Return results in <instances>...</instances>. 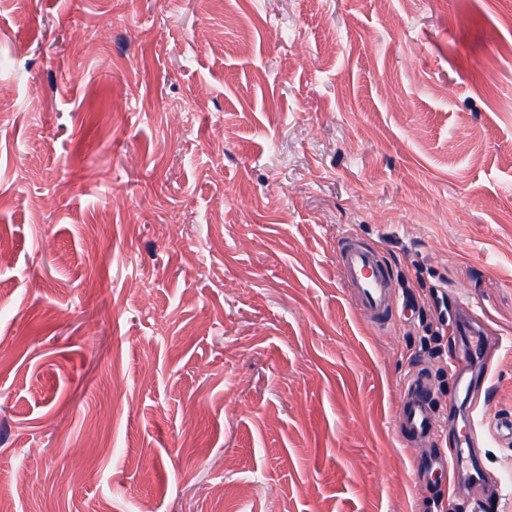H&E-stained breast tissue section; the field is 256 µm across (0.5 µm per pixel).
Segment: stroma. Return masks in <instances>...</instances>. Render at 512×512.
Masks as SVG:
<instances>
[{"mask_svg":"<svg viewBox=\"0 0 512 512\" xmlns=\"http://www.w3.org/2000/svg\"><path fill=\"white\" fill-rule=\"evenodd\" d=\"M0 250L11 512H512L395 422L465 323L512 415V0H0ZM336 259L364 318L377 329L390 328L396 305L391 276L381 255L347 232L336 240Z\"/></svg>","mask_w":512,"mask_h":512,"instance_id":"obj_1","label":"stroma"}]
</instances>
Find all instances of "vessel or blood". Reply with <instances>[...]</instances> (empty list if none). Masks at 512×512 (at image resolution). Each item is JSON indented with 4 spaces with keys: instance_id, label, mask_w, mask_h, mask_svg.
<instances>
[{
    "instance_id": "b4317fda",
    "label": "vessel or blood",
    "mask_w": 512,
    "mask_h": 512,
    "mask_svg": "<svg viewBox=\"0 0 512 512\" xmlns=\"http://www.w3.org/2000/svg\"><path fill=\"white\" fill-rule=\"evenodd\" d=\"M336 259L349 293L364 318L376 328H390L395 317L393 283L380 254L347 232L336 240ZM480 348V341H470L466 357L450 366L462 390H469L482 381L481 376L469 368L470 356L477 354ZM431 394L428 373L413 372L402 389L398 409L397 424L404 442L439 434L443 419L432 407ZM488 437L512 443V417L491 420L483 410H471L469 429L459 447L451 455L432 458L427 465L429 473L459 468L470 456L472 448Z\"/></svg>"
}]
</instances>
